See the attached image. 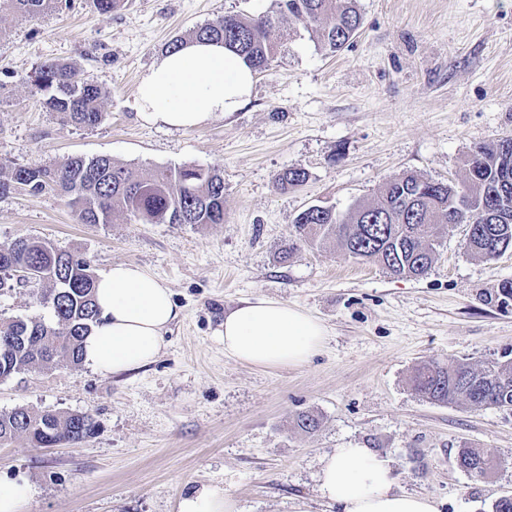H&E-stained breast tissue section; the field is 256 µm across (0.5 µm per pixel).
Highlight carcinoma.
I'll list each match as a JSON object with an SVG mask.
<instances>
[{"instance_id":"carcinoma-1","label":"carcinoma","mask_w":512,"mask_h":512,"mask_svg":"<svg viewBox=\"0 0 512 512\" xmlns=\"http://www.w3.org/2000/svg\"><path fill=\"white\" fill-rule=\"evenodd\" d=\"M59 0H0V14L39 18ZM314 30L320 45L332 53L347 47L358 34L362 16L356 0H274L271 11L258 15L227 14L197 26L189 38L224 43L255 72L269 70L275 60L276 39L286 36L289 19ZM32 84L42 105L61 120L79 128L103 119L101 87L79 79L67 63L49 61L35 69ZM505 137L475 147L467 161V177L457 187L406 172L379 188V199L366 202L370 212L358 218L352 207L335 211H301L295 220L304 243L335 240L355 259L379 265L393 276L421 277L436 257L438 226L466 224L465 251L494 260L512 250V148L500 152ZM308 179L302 168H289L275 177L286 191ZM54 187L81 224H109L124 214L145 224L224 223V177L215 168L183 165L135 173L109 156L74 155L54 167L7 166L0 163V194L11 189L39 193ZM13 271L25 280L46 284L39 304L52 313L41 317L0 318V380L50 364L77 366L81 345L98 319L94 300L96 277L87 260L55 249L37 238L0 242V293L17 287ZM413 387L438 404L475 408H512V362L488 361L480 367L462 361L442 367L424 362L416 369ZM305 433L319 428L310 411L295 417ZM92 415L84 412L42 411L24 407L0 412V443L24 436L35 447L51 448L83 442L97 432ZM458 467L474 479H484L496 467L485 448L466 446L458 451Z\"/></svg>"}]
</instances>
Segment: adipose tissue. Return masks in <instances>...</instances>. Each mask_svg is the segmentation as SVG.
I'll use <instances>...</instances> for the list:
<instances>
[{
	"label": "adipose tissue",
	"instance_id": "adipose-tissue-1",
	"mask_svg": "<svg viewBox=\"0 0 512 512\" xmlns=\"http://www.w3.org/2000/svg\"><path fill=\"white\" fill-rule=\"evenodd\" d=\"M253 81L252 69L223 44L190 40L144 72L132 107L147 123L193 130L235 112ZM95 298L99 317L84 338L83 363L116 375L153 362L179 316L169 286L146 268L116 263L97 280ZM222 336L226 357L269 370L308 363L328 328L298 306L254 295L225 311ZM318 484L341 512H442L433 496L397 490L390 466L369 448L326 455Z\"/></svg>",
	"mask_w": 512,
	"mask_h": 512
}]
</instances>
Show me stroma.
I'll use <instances>...</instances> for the list:
<instances>
[{
    "label": "stroma",
    "instance_id": "1",
    "mask_svg": "<svg viewBox=\"0 0 512 512\" xmlns=\"http://www.w3.org/2000/svg\"><path fill=\"white\" fill-rule=\"evenodd\" d=\"M272 0H61L38 19L0 17V162L52 167L106 155L133 171L195 164L224 176L220 224H144L117 214L78 223L65 197L0 195V242L32 237L87 259L95 274L138 264L171 288L180 316L152 364L119 375L56 365L0 381V412L25 407L91 413L79 444H0V481L27 479L25 512H179L206 485L237 512H338L318 490L321 458L372 448L399 488L443 512H491L512 494V410L440 405L411 385L425 361H512V250L486 261L449 225L421 277H395L335 244L280 251L305 208L347 212L385 181L415 172L461 184L475 145L512 137V0H357L363 23L337 53L290 22L271 70L232 115L192 131L144 122L131 108L140 75L168 43L229 13ZM69 63L105 92L93 128L62 122L29 81L42 62ZM309 178L288 191L275 176ZM264 295L297 305L329 329L300 367L263 370L224 355L225 310ZM320 420L296 430L299 412ZM486 448L502 465L470 479L458 448Z\"/></svg>",
    "mask_w": 512,
    "mask_h": 512
}]
</instances>
